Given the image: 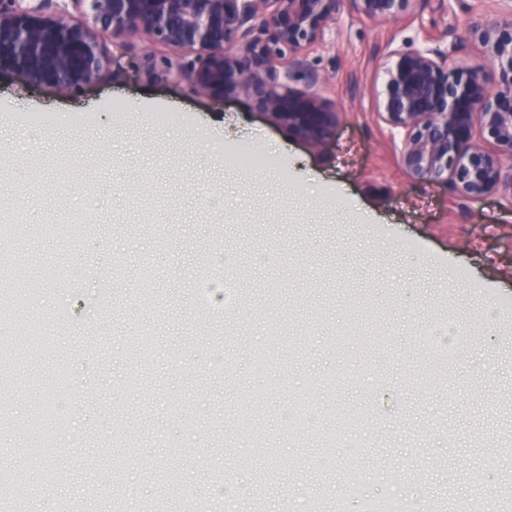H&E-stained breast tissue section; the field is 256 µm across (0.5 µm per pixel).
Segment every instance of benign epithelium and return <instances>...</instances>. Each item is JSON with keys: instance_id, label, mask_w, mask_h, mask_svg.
<instances>
[{"instance_id": "obj_1", "label": "benign epithelium", "mask_w": 512, "mask_h": 512, "mask_svg": "<svg viewBox=\"0 0 512 512\" xmlns=\"http://www.w3.org/2000/svg\"><path fill=\"white\" fill-rule=\"evenodd\" d=\"M413 0H0V72L74 92L96 82L116 46L141 31L188 59L175 77L213 99L246 96L278 127L322 152L343 112L305 52L324 40L342 6L394 21ZM467 23L475 61L451 49H389L376 110L401 137L415 180L440 182L469 201L512 202V0ZM304 87L293 86V74Z\"/></svg>"}]
</instances>
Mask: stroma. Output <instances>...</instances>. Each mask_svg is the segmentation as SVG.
<instances>
[{
    "instance_id": "stroma-1",
    "label": "stroma",
    "mask_w": 512,
    "mask_h": 512,
    "mask_svg": "<svg viewBox=\"0 0 512 512\" xmlns=\"http://www.w3.org/2000/svg\"><path fill=\"white\" fill-rule=\"evenodd\" d=\"M501 7L414 0L395 22L342 9L308 53L343 112L323 153L247 98L215 102L166 79L179 53L143 32L78 92L1 74L0 212L19 233L0 250L45 284L47 346L37 362L0 360L20 379L0 470L27 480L21 428L61 377L68 413H51L42 463L81 512H121L118 482L155 501L173 469L183 482L168 512H194L230 472L242 512L284 499L336 512L353 483L379 498L410 489L432 512L458 500L512 512V202L411 179L375 105L388 45L476 59L466 23ZM83 213L110 232L42 236ZM203 276L232 280L238 308L201 318ZM450 319L472 346L431 367L428 332ZM268 386L257 446L238 422ZM270 457L278 476L259 483Z\"/></svg>"
}]
</instances>
